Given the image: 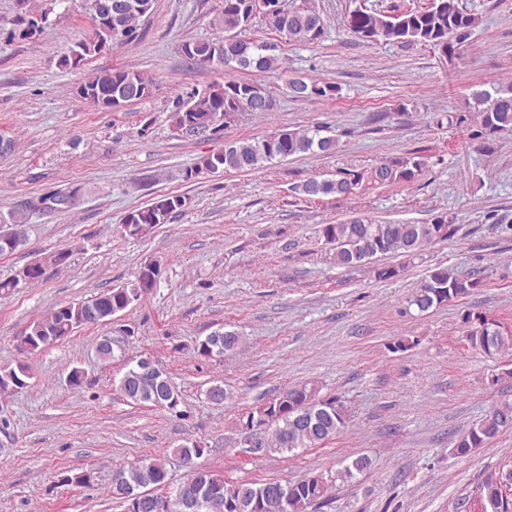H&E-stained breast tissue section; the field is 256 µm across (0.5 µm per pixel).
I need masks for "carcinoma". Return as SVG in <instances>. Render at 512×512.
Instances as JSON below:
<instances>
[{
    "instance_id": "cac0c4a2",
    "label": "carcinoma",
    "mask_w": 512,
    "mask_h": 512,
    "mask_svg": "<svg viewBox=\"0 0 512 512\" xmlns=\"http://www.w3.org/2000/svg\"><path fill=\"white\" fill-rule=\"evenodd\" d=\"M136 11H123L115 16L109 29L94 27L91 36L75 43L59 65L78 66L81 62L102 52L109 43L127 45L136 40L135 22L151 13L155 0H137ZM267 15L271 27L298 41L314 43L325 34L324 22L311 0H222L218 24L232 19L236 27L224 36L210 39H192L181 44V54L190 64L233 68L241 71L267 73L279 69L280 58L276 45L266 41L247 39L242 32L252 20ZM480 17L459 8L458 0H429L425 7L395 4L388 12L357 10L352 14L349 29L363 44L378 42L404 45L420 44L435 50L448 46L460 47L479 26ZM19 36L32 39L42 33V26L34 18L20 17ZM294 97L321 99L333 97L338 86L328 82L294 78L289 82ZM251 86L244 80L229 79L196 89L176 99L170 113L171 124L179 131L200 128L207 136L227 126L225 117L241 112L267 114L275 111L277 102L269 106L248 102ZM76 94L94 107L115 110L131 102L147 98L151 82L141 73L125 68H112L97 73L75 87ZM472 110L456 117L468 125L470 137L489 149L500 138L512 136V82L493 85L472 93ZM327 128L315 126L307 131L280 129L257 140L227 142L216 152L202 157L194 166L185 169L184 178L193 180L191 173H215L226 170L248 172L264 168L275 159L280 161L310 151L336 150V138L325 134ZM425 156L407 153L388 158L365 172L342 170L327 178L313 177L297 186L299 193L314 199L344 197L352 193L360 182L367 180L381 186L407 185L428 165ZM186 197L179 194H161L150 204L129 211L122 227L126 235L141 237L159 224H167L182 213ZM457 227L446 212L434 215L429 221L376 222L369 218H355L340 224H324L321 235L336 246L334 259L342 267L362 263L387 255L415 256L420 251L455 236ZM44 274L42 264L27 265L12 278L0 281V295H8L21 284L38 281ZM160 265L151 260L141 265L135 280L122 286L106 289L77 302L57 305L47 316L33 322L23 336L25 351L35 353L73 336L86 326L102 325L150 294L160 282ZM483 287L477 274L461 277L447 267H436L429 272L410 298V305L424 313L434 307L469 294ZM466 337L472 348L488 356L512 350V333L501 330L499 323L482 313L469 312L464 318ZM241 336L232 330L214 331L198 341V356L210 359L234 351ZM95 352L99 359L116 358L110 336L98 337ZM31 379L25 363L0 368V388L22 390ZM119 390L131 404L150 403L181 415L178 411V391L165 372H158L136 362L119 381ZM207 401L224 404L235 398L234 393L217 381L205 391ZM250 417L266 415L272 428L264 454H283L297 448H313L336 436L346 425V415L335 398H320L314 389L295 385L283 389L275 397L253 407ZM512 426V404L504 403L492 409L456 442V452L468 455L494 438L501 430ZM207 452L203 442L193 441L175 449L189 468L183 484L209 490L224 498L223 512H307V509L327 497L329 483L321 475L281 483L268 481L253 483L235 481L231 477L198 462ZM508 466L486 475L479 484L484 496H494L498 483ZM90 473L68 469L59 473L58 483L84 486L90 483ZM169 472L166 459L146 456L115 471L112 482V500L125 507V495L150 489L154 494L167 491ZM168 512H209L203 501L190 502L179 497V491L168 496Z\"/></svg>"
}]
</instances>
